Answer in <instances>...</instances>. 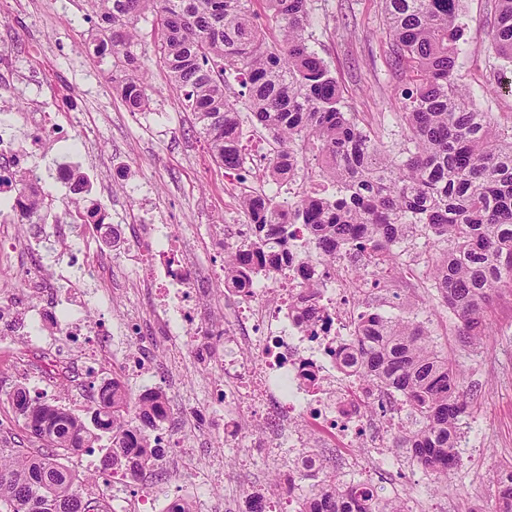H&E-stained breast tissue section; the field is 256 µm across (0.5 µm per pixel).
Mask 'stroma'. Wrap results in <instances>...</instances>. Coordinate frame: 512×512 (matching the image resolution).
I'll return each mask as SVG.
<instances>
[{
  "mask_svg": "<svg viewBox=\"0 0 512 512\" xmlns=\"http://www.w3.org/2000/svg\"><path fill=\"white\" fill-rule=\"evenodd\" d=\"M495 0H463L466 25L457 61V79L470 91L478 111L489 113L500 128L512 127V66L497 58L491 44ZM98 18L86 0H0V83L13 89L0 100L5 117L23 112H50L65 124L68 112L82 114L89 138L63 143L45 140L43 165L52 168L58 151L81 157L96 195L112 215L120 235L134 225L165 224L172 237L206 234L209 225L235 224L242 213L227 210L223 168L214 162L200 128L185 106L168 72L159 61L151 33H144L140 62L152 89L149 112H130L112 80V57L96 50ZM308 31L311 44L336 77L345 111L354 113L360 127L386 149L403 148L408 131L402 120L403 76L389 65V35L382 0H311ZM58 212L36 225L38 250L22 249L0 263V292L18 287L16 268L41 262L48 283L60 290L56 258L62 244L79 245L90 232L74 224L66 238L53 231ZM412 245L425 259L411 274V287L376 291L377 310L391 316L414 311L428 320L434 344L460 370V389L472 400V410L461 430L480 454L462 460L448 480L431 486L424 468L407 449L394 448L388 434L383 455L403 457L404 466L389 472L365 463L363 472L386 498L402 495L419 500L423 512H495V490L500 466L512 462V287L496 292L488 307V332L480 344L466 342L456 330V319L439 303L430 288L427 262L434 256L426 238ZM110 291L102 300L113 335L124 326L120 312L132 310L148 321L150 304L136 289V271L129 265L108 270ZM27 358L19 376L12 365L18 355ZM152 381L173 399L187 398L190 390L211 392L215 384L207 372L185 364L176 377L162 370L165 354H158ZM43 357L38 349L22 348L13 337L0 335V429L18 437L23 419L11 405L16 388L64 405L62 396L41 383ZM170 441L166 462L145 470L143 488L170 496L186 493L181 462L187 455L213 456L224 461L226 481L221 488V512H232L245 490L272 486L278 467L254 449L252 457L232 448H214L201 436L184 439L177 424L163 427Z\"/></svg>",
  "mask_w": 512,
  "mask_h": 512,
  "instance_id": "1",
  "label": "stroma"
}]
</instances>
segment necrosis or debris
<instances>
[{"instance_id":"obj_1","label":"necrosis or debris","mask_w":512,"mask_h":512,"mask_svg":"<svg viewBox=\"0 0 512 512\" xmlns=\"http://www.w3.org/2000/svg\"><path fill=\"white\" fill-rule=\"evenodd\" d=\"M45 174L37 146L17 147L14 127L0 123V197L8 204L0 210V257L14 253L23 243L21 226L41 223L45 209L55 200L43 197ZM54 179L68 196L80 202L69 213L72 223L86 224L91 235L80 252L91 270L126 262L136 264L138 287L153 292L154 322L162 337L144 339L142 331L129 332L124 363L126 378L147 376L151 352L161 350L172 366L185 361L209 370L218 379L216 396L225 411L211 414L203 402H177L156 387L139 388L137 399L156 398L159 418L202 427L207 439L227 448H242L240 409H247L259 431H271L276 449L286 450L288 466L278 492L254 489L241 495L236 512H291L297 477L326 466L332 451L349 458L380 459L386 428L372 418L369 404L383 405L390 420L402 415L390 391L365 382L358 371L342 364L338 352L355 343L362 311L352 303L358 280L351 250L335 259L319 255L309 235L297 230L288 243L271 239L255 255V267L269 270L265 282L236 288L224 281L222 257L226 251H244L253 239L249 224H216L206 237L187 244L166 243L163 225H137L132 244L105 250L102 240L111 226L110 213L98 203L82 171L67 160L58 162ZM40 208H33V200ZM212 254L208 277L195 265L196 250ZM22 299L0 296V319L10 322L12 333L27 345L41 348L48 367L45 383L66 396L69 404L92 406L101 390H75L60 365L73 362L66 348L72 336H103V319L91 315L99 301L85 282L71 285L63 300L45 305L46 284L39 265L25 273ZM51 328L52 340L42 331ZM114 501V512H175L174 499L153 494L132 495L125 484L104 481Z\"/></svg>"}]
</instances>
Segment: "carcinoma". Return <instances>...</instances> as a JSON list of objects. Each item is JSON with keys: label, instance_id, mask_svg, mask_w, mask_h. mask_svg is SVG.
Segmentation results:
<instances>
[{"label": "carcinoma", "instance_id": "1", "mask_svg": "<svg viewBox=\"0 0 512 512\" xmlns=\"http://www.w3.org/2000/svg\"><path fill=\"white\" fill-rule=\"evenodd\" d=\"M101 24L98 48H111L113 79L133 111L151 103L136 66L139 23L150 22L172 84L205 135L214 161L240 167L237 102L224 95V70L237 74L240 96L272 134L265 178L288 179L307 152L317 150L326 185L283 205L265 193L242 195L255 225L251 248L288 226L307 227L327 258L343 246L376 266L398 267L397 245L422 235L438 247L430 277L459 335L476 343L487 331L492 294L512 286V129L498 128L469 105L456 81L464 25L461 0H383L392 39L390 65L409 73L402 118L409 131L399 154L375 144L351 113L342 111L336 78L306 36L310 0H264L279 38L269 42L251 9L253 0H91ZM492 45L512 62V0H497ZM250 253L224 255V279L235 282ZM345 355L369 382L405 399L417 429L397 442L442 483L457 465L462 418L469 404L458 391L452 359L438 354L424 323L369 313ZM85 420L18 388L12 405L24 420L30 448H0V512H112L107 497L87 489L88 478L66 465L92 448L101 433L112 448L103 465L143 470L156 463L151 431L158 405L133 407L117 381ZM496 512H512V466L497 479ZM298 512H401L367 480L347 485L324 471Z\"/></svg>", "mask_w": 512, "mask_h": 512}]
</instances>
